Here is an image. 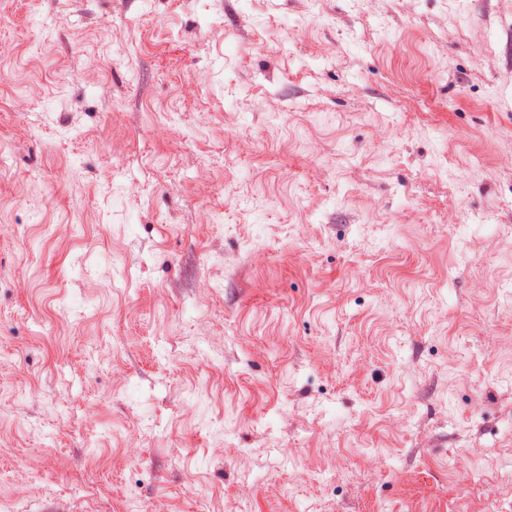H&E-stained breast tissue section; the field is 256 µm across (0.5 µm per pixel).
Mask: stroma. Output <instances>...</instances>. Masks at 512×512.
<instances>
[{"label": "stroma", "instance_id": "stroma-1", "mask_svg": "<svg viewBox=\"0 0 512 512\" xmlns=\"http://www.w3.org/2000/svg\"><path fill=\"white\" fill-rule=\"evenodd\" d=\"M510 44L0 0V512H512Z\"/></svg>", "mask_w": 512, "mask_h": 512}]
</instances>
